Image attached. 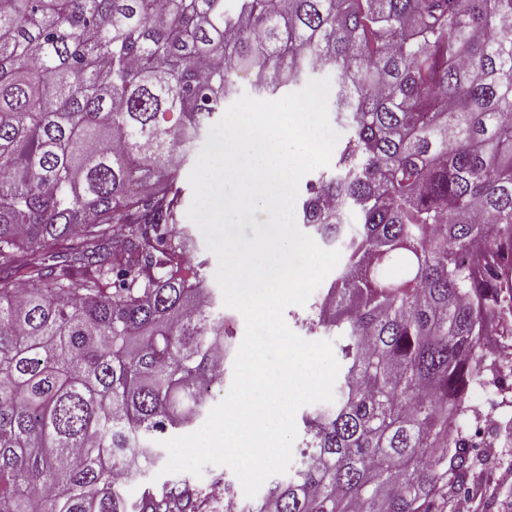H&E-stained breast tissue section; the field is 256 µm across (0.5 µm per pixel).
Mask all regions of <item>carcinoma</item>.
<instances>
[{
  "label": "carcinoma",
  "mask_w": 512,
  "mask_h": 512,
  "mask_svg": "<svg viewBox=\"0 0 512 512\" xmlns=\"http://www.w3.org/2000/svg\"><path fill=\"white\" fill-rule=\"evenodd\" d=\"M326 72L349 133L301 221L342 254L308 315L335 396L224 512H432L468 469L477 343L512 336V0H0V512H219L124 494L233 350L179 173L241 76Z\"/></svg>",
  "instance_id": "obj_1"
}]
</instances>
